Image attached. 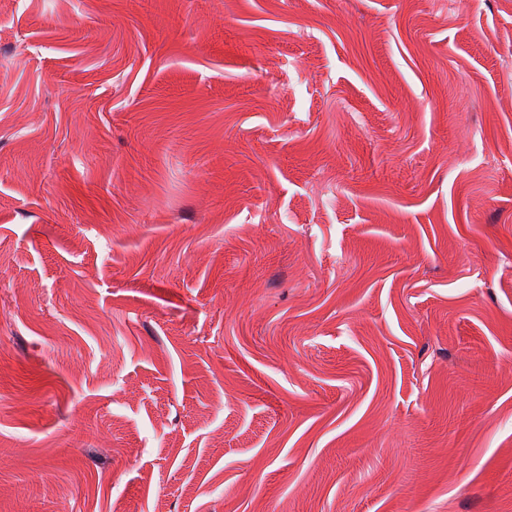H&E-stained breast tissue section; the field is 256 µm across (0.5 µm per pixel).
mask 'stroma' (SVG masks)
Wrapping results in <instances>:
<instances>
[{
  "label": "stroma",
  "instance_id": "stroma-1",
  "mask_svg": "<svg viewBox=\"0 0 512 512\" xmlns=\"http://www.w3.org/2000/svg\"><path fill=\"white\" fill-rule=\"evenodd\" d=\"M0 512H512V0H0Z\"/></svg>",
  "mask_w": 512,
  "mask_h": 512
}]
</instances>
